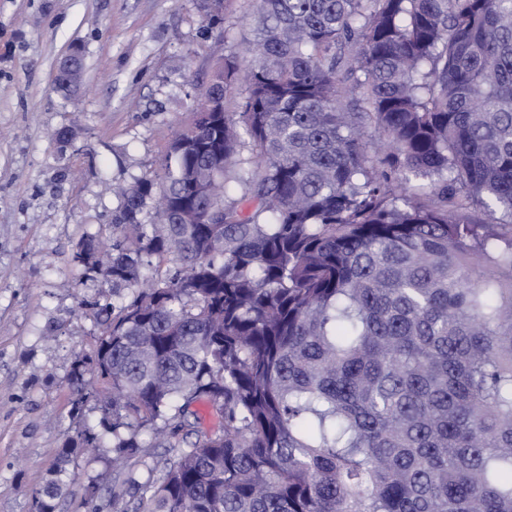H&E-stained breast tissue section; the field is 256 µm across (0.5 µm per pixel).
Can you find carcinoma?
Segmentation results:
<instances>
[{"label": "carcinoma", "mask_w": 512, "mask_h": 512, "mask_svg": "<svg viewBox=\"0 0 512 512\" xmlns=\"http://www.w3.org/2000/svg\"><path fill=\"white\" fill-rule=\"evenodd\" d=\"M251 7L204 96L224 111L195 101L74 254L130 295L81 303L102 332L70 417L94 399L124 463L185 435L113 507L512 512V0Z\"/></svg>", "instance_id": "1"}]
</instances>
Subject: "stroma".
I'll use <instances>...</instances> for the list:
<instances>
[{
  "instance_id": "1",
  "label": "stroma",
  "mask_w": 512,
  "mask_h": 512,
  "mask_svg": "<svg viewBox=\"0 0 512 512\" xmlns=\"http://www.w3.org/2000/svg\"><path fill=\"white\" fill-rule=\"evenodd\" d=\"M196 0H0V512H32L33 496L78 427L71 365L100 328L79 302L127 299L73 260L117 206L106 182L160 172L173 130L212 70L253 38L249 0H224L203 34ZM80 47L88 88L57 89V64ZM78 123L58 142L51 131ZM112 446L72 454L79 486L58 512H112ZM94 483L95 499L82 486Z\"/></svg>"
}]
</instances>
